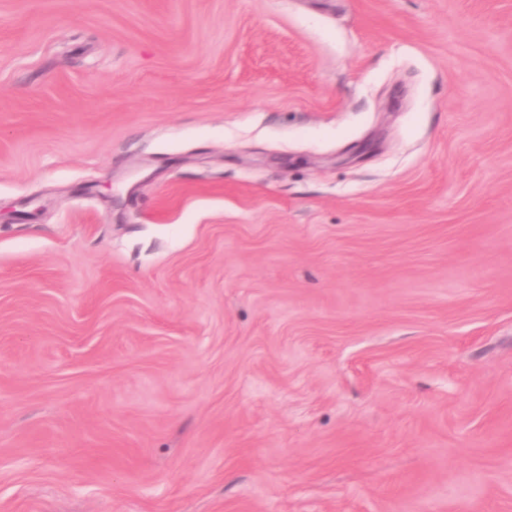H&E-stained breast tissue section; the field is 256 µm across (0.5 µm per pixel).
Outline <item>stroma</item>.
<instances>
[{
  "instance_id": "obj_1",
  "label": "stroma",
  "mask_w": 512,
  "mask_h": 512,
  "mask_svg": "<svg viewBox=\"0 0 512 512\" xmlns=\"http://www.w3.org/2000/svg\"><path fill=\"white\" fill-rule=\"evenodd\" d=\"M0 512H512V0H0Z\"/></svg>"
}]
</instances>
